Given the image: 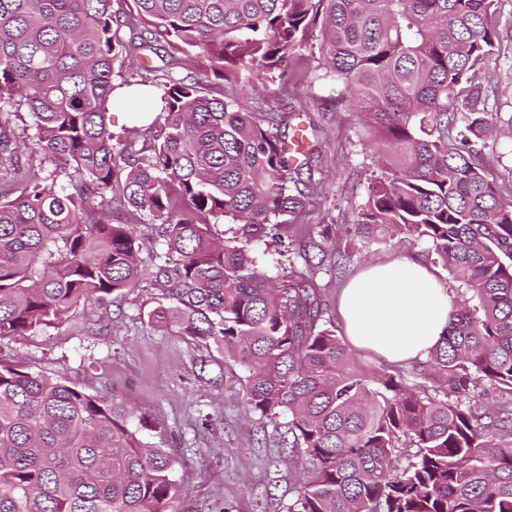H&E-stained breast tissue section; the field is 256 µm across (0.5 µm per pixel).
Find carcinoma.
Listing matches in <instances>:
<instances>
[{"instance_id":"1","label":"carcinoma","mask_w":512,"mask_h":512,"mask_svg":"<svg viewBox=\"0 0 512 512\" xmlns=\"http://www.w3.org/2000/svg\"><path fill=\"white\" fill-rule=\"evenodd\" d=\"M115 2L0 0V342L136 287L149 224L148 323L243 367L247 408L308 460L284 512H512V198L472 144L498 132L477 72L499 0ZM304 53L382 161L355 241L424 240L464 285L425 365L358 364L316 287V243L282 235L325 198L317 142L301 126L304 150L285 141ZM204 77L277 82L280 99L217 96ZM134 85L161 106L116 134L112 92ZM20 111L36 165L14 146ZM268 242L305 262L286 284L253 253ZM134 417L1 357L0 512H170L175 461Z\"/></svg>"}]
</instances>
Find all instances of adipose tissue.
Wrapping results in <instances>:
<instances>
[{"label": "adipose tissue", "mask_w": 512, "mask_h": 512, "mask_svg": "<svg viewBox=\"0 0 512 512\" xmlns=\"http://www.w3.org/2000/svg\"><path fill=\"white\" fill-rule=\"evenodd\" d=\"M338 309L353 346L401 363L427 356L448 326L452 302L426 265L405 257L351 278Z\"/></svg>", "instance_id": "obj_1"}]
</instances>
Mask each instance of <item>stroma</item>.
<instances>
[{"instance_id":"obj_1","label":"stroma","mask_w":512,"mask_h":512,"mask_svg":"<svg viewBox=\"0 0 512 512\" xmlns=\"http://www.w3.org/2000/svg\"><path fill=\"white\" fill-rule=\"evenodd\" d=\"M493 22L500 56L482 66L478 80L493 88L489 104L506 119L512 117V0H500ZM297 92L304 120L319 129L327 198L287 232L299 239L309 227H329V237L318 244L330 254L348 244L341 230L356 222L368 197L376 154L364 144L361 114L336 109L329 84L304 82ZM402 255L421 257L439 281L457 290L422 240L359 249L349 271ZM158 294L151 274H144L124 297L89 302L61 322L0 347L22 367L94 394H118L142 415L139 437L162 446L175 461L180 492L174 512H280L297 495L304 462L271 447L272 425L244 404L242 367L215 347L148 323Z\"/></svg>"}]
</instances>
